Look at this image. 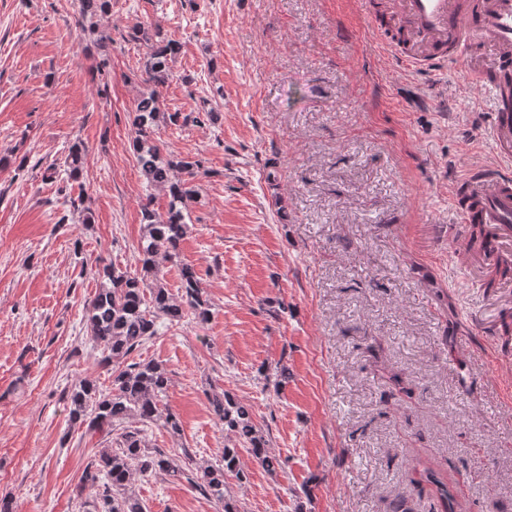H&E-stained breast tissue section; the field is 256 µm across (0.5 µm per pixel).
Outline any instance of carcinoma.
Returning <instances> with one entry per match:
<instances>
[{
    "instance_id": "1",
    "label": "carcinoma",
    "mask_w": 512,
    "mask_h": 512,
    "mask_svg": "<svg viewBox=\"0 0 512 512\" xmlns=\"http://www.w3.org/2000/svg\"><path fill=\"white\" fill-rule=\"evenodd\" d=\"M109 0H81V17L88 21L82 30L93 34L97 12H105ZM178 53L176 43L158 40L152 45L145 64L147 81L165 85L170 76L169 62ZM176 124L179 113L161 111L155 93L138 101L132 119L135 129L133 149L140 173L147 186L163 188L169 196L166 217L159 219L150 204L143 206V233L138 244L141 273L130 276L106 264L96 272L98 291L92 300L86 325L90 338L101 346L98 364L109 374L111 385L102 390L89 376L75 381L66 395L70 422L90 432L119 431L116 447L106 446L89 459L75 498L82 512H145L133 490L139 476H166L186 480L199 493L214 502L220 512H239L236 496L226 482L227 474L243 480L242 453H247L266 472L282 469V460L270 449L262 429L256 424L251 407L227 391L208 397L209 406L224 426V448L214 464L192 466L188 451L176 456L163 448L146 444V431L158 422L173 437L181 434L179 417L162 409L170 385L166 367L156 361L127 362L128 357L157 333V322L178 323L191 315L204 322L211 315L210 300L191 266L181 268V299L175 300L162 282L160 264L178 256L181 241L189 230L187 202L197 193L193 183L200 164L189 157L165 154L153 135L159 122ZM70 174L79 175L84 164L83 148L71 147L66 159ZM184 173L182 179L175 173ZM435 488L443 512H454L455 496L448 483L432 467L419 470Z\"/></svg>"
}]
</instances>
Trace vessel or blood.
<instances>
[{
	"mask_svg": "<svg viewBox=\"0 0 512 512\" xmlns=\"http://www.w3.org/2000/svg\"><path fill=\"white\" fill-rule=\"evenodd\" d=\"M390 13L394 33L374 19L369 25L404 68L435 71L461 60L470 83L491 97L488 135L501 163L467 170L450 198L465 262L497 285L512 283L505 275L512 269V0H393ZM488 46L496 50L489 61L482 56ZM474 224L483 227L482 243L471 241Z\"/></svg>",
	"mask_w": 512,
	"mask_h": 512,
	"instance_id": "1",
	"label": "vessel or blood"
}]
</instances>
